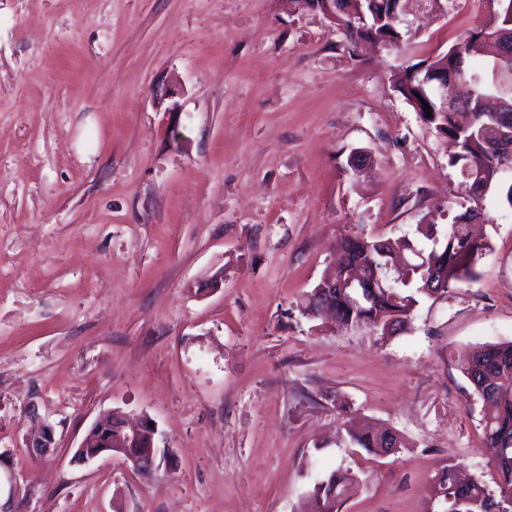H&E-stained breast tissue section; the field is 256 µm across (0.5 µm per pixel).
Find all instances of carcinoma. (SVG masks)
I'll list each match as a JSON object with an SVG mask.
<instances>
[{
    "label": "carcinoma",
    "instance_id": "obj_1",
    "mask_svg": "<svg viewBox=\"0 0 512 512\" xmlns=\"http://www.w3.org/2000/svg\"><path fill=\"white\" fill-rule=\"evenodd\" d=\"M487 20L483 28L467 33L443 56L424 68L406 66L396 75L395 90L414 108L421 121L455 141L458 151L448 158V166L461 176L464 199L471 203L453 217L448 230L438 235L434 225L420 224L417 231L431 247L420 252L412 243L404 242V252L391 246L377 247L376 237L350 236L337 243L340 260L331 276L336 284L334 306L336 322L347 329L368 328L382 336L394 325L402 331L408 327L418 297L447 293L462 282L477 277L479 260L489 249L488 242L472 238L463 223L481 214L483 195L472 190L464 171L482 175L488 189L505 193L512 207V183L504 174L512 172V153L497 149L499 133L512 126V66L502 65L500 75L506 82L496 84L499 106L495 112L485 110L486 85L482 74L469 68L475 47L483 44L499 49V32L512 31V0H482ZM391 4L365 3L362 11L341 16L342 34L349 41L362 38L382 45L400 42L410 32L408 25L390 20ZM461 83L471 86L465 96L456 94ZM458 100L454 111L442 109L440 98ZM431 107L426 116L424 104ZM359 286L361 297L353 295L349 282ZM461 369L477 396L494 405L496 412L484 421L486 447L497 462L498 494L491 493L480 481L460 486L456 480L457 463L444 466L435 479V496L448 504L446 512H512V341L481 344L462 359ZM348 442L369 454L405 446L402 436L381 428L347 432ZM357 479L348 471H333L314 483L310 495L317 512H332L349 497Z\"/></svg>",
    "mask_w": 512,
    "mask_h": 512
}]
</instances>
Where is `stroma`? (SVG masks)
I'll list each match as a JSON object with an SVG mask.
<instances>
[{"label":"stroma","instance_id":"obj_1","mask_svg":"<svg viewBox=\"0 0 512 512\" xmlns=\"http://www.w3.org/2000/svg\"><path fill=\"white\" fill-rule=\"evenodd\" d=\"M487 19L481 0L349 49L286 0H0V451L20 512H442L448 461L495 488L459 358L512 341V206L481 202L476 281L382 337L305 317L338 239L429 243L462 203L447 138L394 90ZM366 174L350 179L356 152ZM220 288H210L215 275ZM152 418L136 473L72 456L97 417ZM50 424L55 450L27 439ZM353 422L406 447H350ZM357 479L348 471H333L314 483L310 495L317 504V512L339 511V506L349 497Z\"/></svg>","mask_w":512,"mask_h":512}]
</instances>
